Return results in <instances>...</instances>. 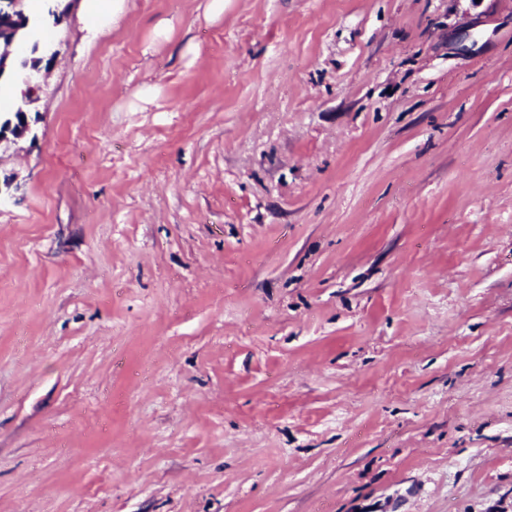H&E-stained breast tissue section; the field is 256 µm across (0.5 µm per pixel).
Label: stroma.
Wrapping results in <instances>:
<instances>
[{
    "label": "stroma",
    "mask_w": 512,
    "mask_h": 512,
    "mask_svg": "<svg viewBox=\"0 0 512 512\" xmlns=\"http://www.w3.org/2000/svg\"><path fill=\"white\" fill-rule=\"evenodd\" d=\"M81 3L0 142V512H512V0Z\"/></svg>",
    "instance_id": "35a3bbf8"
}]
</instances>
